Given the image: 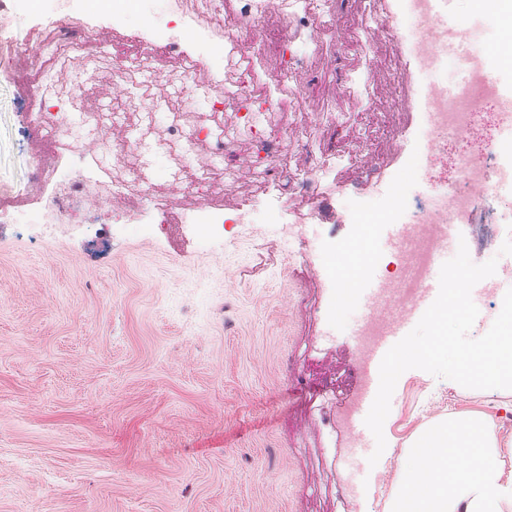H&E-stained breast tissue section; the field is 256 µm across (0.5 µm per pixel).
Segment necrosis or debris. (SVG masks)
Segmentation results:
<instances>
[{"label": "necrosis or debris", "mask_w": 512, "mask_h": 512, "mask_svg": "<svg viewBox=\"0 0 512 512\" xmlns=\"http://www.w3.org/2000/svg\"><path fill=\"white\" fill-rule=\"evenodd\" d=\"M239 6L230 10L227 26L236 34H249L246 42H238L239 51H257L262 41V27L268 16V0H238ZM391 0H363L361 33L365 41L384 36L398 39L400 25L390 6ZM95 44L94 32L84 18L70 14L58 19L42 30L39 45L30 39L18 41L20 52L32 50L39 55L53 53L64 46L91 47ZM37 92L28 99L27 135L39 142L40 149L29 166L23 182L0 181V199L27 200L45 189H52L50 209L54 218L67 223L86 212L87 199H95L104 208H111L114 198H121L122 207L134 212L152 198L150 189L139 195L124 192L121 180H97L76 174L59 178V158L52 142L44 140L47 127L64 128L65 116L48 111L41 90L48 75L45 69L31 72ZM214 108L229 112L230 125L224 128V139L213 149L224 160V178L235 181L238 169L233 160L240 139H248L254 156L253 173L257 182L271 184L279 192V209L287 211L289 204L307 206L310 217H317L316 206L326 186L320 171L332 170L337 165L359 168L361 184H369L379 177V167H360L355 154L342 148L344 136L351 126L345 114L331 115L321 126L320 147H308L310 173L293 169L284 158L280 142L287 136L302 134V125H282L274 118L271 96L255 92L248 77H240L231 91L213 102ZM428 109L432 115L429 131L432 149L428 163L434 175L445 176L446 194L433 200H416L412 203L410 220L418 230L409 246L393 256L392 268L386 278L393 290L394 304H405L413 299L423 282L435 269L436 257L448 244L443 238L447 224L454 220L471 222L473 218L491 215L498 200L496 176L499 167L500 144L497 132L501 125L512 121V115L500 104L496 84L489 79L482 64L469 59L467 75L453 90L451 98H431Z\"/></svg>", "instance_id": "necrosis-or-debris-1"}]
</instances>
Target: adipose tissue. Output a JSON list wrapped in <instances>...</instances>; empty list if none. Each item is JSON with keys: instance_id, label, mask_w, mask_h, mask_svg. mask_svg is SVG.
<instances>
[{"instance_id": "obj_1", "label": "adipose tissue", "mask_w": 512, "mask_h": 512, "mask_svg": "<svg viewBox=\"0 0 512 512\" xmlns=\"http://www.w3.org/2000/svg\"><path fill=\"white\" fill-rule=\"evenodd\" d=\"M482 420L451 416L414 449L391 512H512V470Z\"/></svg>"}]
</instances>
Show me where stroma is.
<instances>
[{
  "mask_svg": "<svg viewBox=\"0 0 512 512\" xmlns=\"http://www.w3.org/2000/svg\"><path fill=\"white\" fill-rule=\"evenodd\" d=\"M449 17L471 15V39L493 50L512 19L486 14L481 0H445ZM402 41L357 45L355 32L327 25L303 30L272 7L267 39L255 55L229 57L211 32L176 24L165 0L144 20L140 0H25L0 34V181L24 178L38 145L25 139L20 77L31 61L10 35L32 34L66 13L97 25L100 46L72 48L55 60L53 104L64 112L103 109L95 132L55 137L62 174L150 184L154 199L130 223H49L34 199L0 222V512H389L413 448L448 414L449 393L467 397L466 414L489 409L512 417V392L466 390L420 369L404 372L383 432L386 453L369 465L370 449L332 424L316 383L323 365H357L352 329L365 308L366 275L386 276L390 248L378 234L389 185L420 194L419 156L428 129L421 97L429 78L416 62L414 17L397 0ZM307 33L314 55L285 68L282 34ZM349 46L351 90L336 83L333 65ZM147 62L160 74L146 81ZM228 84L287 70L288 91L273 93L287 115L337 111L391 113L398 136L376 144L375 128L357 129L347 147L362 165L384 173L366 192L350 191L358 176L341 168L328 218L304 209L278 216L265 189L224 183L223 162L200 144L192 160L183 140L166 130L202 125L224 136V115L212 106L187 110L168 77ZM121 134L144 149L101 155L99 141ZM206 180L231 224L195 226L178 220ZM512 236V179L503 183L494 218L463 227L470 259H497ZM314 250L299 254L300 238ZM367 242L363 277L332 270L335 245ZM301 297L319 301L311 320ZM304 366H297L298 356ZM396 471H388L389 459ZM347 482L344 501L326 487Z\"/></svg>",
  "mask_w": 512,
  "mask_h": 512,
  "instance_id": "stroma-1",
  "label": "stroma"
}]
</instances>
